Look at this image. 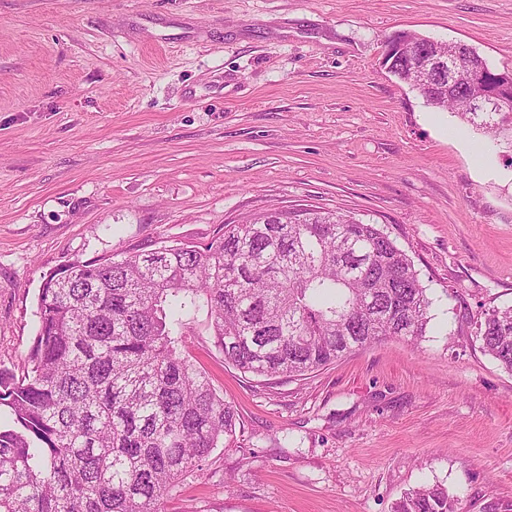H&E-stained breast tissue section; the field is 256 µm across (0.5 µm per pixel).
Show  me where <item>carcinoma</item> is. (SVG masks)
I'll return each mask as SVG.
<instances>
[{"instance_id":"carcinoma-1","label":"carcinoma","mask_w":512,"mask_h":512,"mask_svg":"<svg viewBox=\"0 0 512 512\" xmlns=\"http://www.w3.org/2000/svg\"><path fill=\"white\" fill-rule=\"evenodd\" d=\"M461 94L428 104L499 141ZM271 213L192 242L77 261L44 276L39 328L21 377L0 368V512H162L164 497L226 438L237 412L186 352L183 315L205 308L241 372L294 377L384 339L418 342L431 298L407 254L336 210ZM482 349L512 372V306L483 312ZM441 484L394 512H461Z\"/></svg>"}]
</instances>
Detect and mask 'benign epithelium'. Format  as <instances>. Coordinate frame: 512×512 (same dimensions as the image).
<instances>
[{"label": "benign epithelium", "instance_id": "benign-epithelium-1", "mask_svg": "<svg viewBox=\"0 0 512 512\" xmlns=\"http://www.w3.org/2000/svg\"><path fill=\"white\" fill-rule=\"evenodd\" d=\"M431 43L432 40L429 38L418 43L408 42L404 37V32L396 31L385 40L381 64L388 72L392 73L394 72L395 58L409 56L413 58L416 90L430 96L437 81L443 78L448 80V88L452 89L459 82L453 58L433 52ZM456 48L471 58L472 111L491 113L497 120L503 116L512 118V96L486 92L479 87L484 76L490 73V65L487 60L465 43H456Z\"/></svg>", "mask_w": 512, "mask_h": 512}]
</instances>
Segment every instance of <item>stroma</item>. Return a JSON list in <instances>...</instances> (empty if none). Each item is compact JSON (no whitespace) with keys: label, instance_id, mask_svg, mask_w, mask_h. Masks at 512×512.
<instances>
[{"label":"stroma","instance_id":"35a3bbf8","mask_svg":"<svg viewBox=\"0 0 512 512\" xmlns=\"http://www.w3.org/2000/svg\"><path fill=\"white\" fill-rule=\"evenodd\" d=\"M398 30L512 72V0H0L1 368L51 270L274 209L377 225L431 289L423 340L290 378L185 314L238 424L166 512H392L424 484L512 512V372L475 336L512 306V152L380 66Z\"/></svg>","mask_w":512,"mask_h":512}]
</instances>
